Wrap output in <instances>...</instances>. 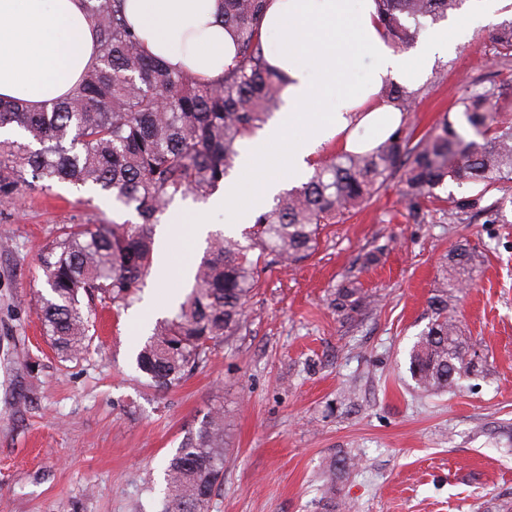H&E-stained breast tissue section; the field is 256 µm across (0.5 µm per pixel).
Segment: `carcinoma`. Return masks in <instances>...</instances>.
<instances>
[{
  "instance_id": "carcinoma-1",
  "label": "carcinoma",
  "mask_w": 512,
  "mask_h": 512,
  "mask_svg": "<svg viewBox=\"0 0 512 512\" xmlns=\"http://www.w3.org/2000/svg\"><path fill=\"white\" fill-rule=\"evenodd\" d=\"M125 0H84L98 33L100 55L69 96L39 110L20 100H0V129L17 128L39 148L0 141V204L11 203L32 180L51 187L91 186L133 210L138 224L70 225L41 255L49 293L38 310L45 335L60 358L83 355L94 321L84 301L97 300L121 314L140 300L155 252V227L176 195L205 199L224 181L239 155V141L261 128L280 104L283 75L269 69L259 29L267 0H224V26L237 56L224 75L209 81L173 72L141 50L124 14ZM387 37L413 46L426 19L435 23L464 0H376ZM503 69L512 65V20L489 36ZM439 74L413 89L388 82L386 99L407 114L442 83ZM512 95V80L480 74L422 135L400 125L383 143L362 153H332L307 181L280 195L246 232L248 244L215 232L207 241L190 291L168 318L157 321L136 354V370L157 391L191 375L211 346L236 335L257 284L260 262L300 263L316 250L321 231L368 204L400 178L407 216L426 221L428 202L448 204V222L465 223L501 211L483 204L495 189L512 194V124L497 118L496 104ZM479 183L477 194L436 190L446 183ZM479 250L469 241L448 252L445 275L434 290L431 318L410 352L416 387H451L478 371L476 352L451 313V295L472 282ZM371 295L356 279L336 289V312L351 317L370 308ZM224 407H213L199 428L186 432L164 469L163 512H208L224 465Z\"/></svg>"
}]
</instances>
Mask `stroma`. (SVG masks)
Returning <instances> with one entry per match:
<instances>
[{"instance_id": "stroma-1", "label": "stroma", "mask_w": 512, "mask_h": 512, "mask_svg": "<svg viewBox=\"0 0 512 512\" xmlns=\"http://www.w3.org/2000/svg\"><path fill=\"white\" fill-rule=\"evenodd\" d=\"M488 28L437 58L442 85L405 119L424 133L473 77L496 71ZM392 180L363 208L327 225L317 250L292 267L258 266L238 335L165 392L137 378L135 355L190 288L205 246L181 224L161 250L174 276H149V303L97 309L89 350L66 361L37 311L40 255L64 224L137 222L111 197L56 184L22 187L0 205V512H160L165 461L214 405L226 414L223 478L208 512H334L320 489L337 457L349 512H503L512 506V206L506 223L406 217ZM480 251L455 314L483 372L421 392L409 353L426 328L428 298L449 250ZM375 250L379 262L360 269ZM358 276L378 306L350 322L331 304Z\"/></svg>"}]
</instances>
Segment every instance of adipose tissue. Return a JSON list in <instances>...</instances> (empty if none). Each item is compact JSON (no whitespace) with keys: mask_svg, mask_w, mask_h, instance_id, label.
<instances>
[{"mask_svg":"<svg viewBox=\"0 0 512 512\" xmlns=\"http://www.w3.org/2000/svg\"><path fill=\"white\" fill-rule=\"evenodd\" d=\"M498 2L472 0L452 29L487 25ZM124 8L145 51L171 70L213 80L235 59L223 0H126ZM449 30L422 36L414 50L402 52L384 35L375 0H268L261 31L276 33L278 44L267 61L287 81L280 111L247 138L238 176L218 201L231 223H249L284 184H300L324 148L358 152L383 142L402 121L379 96L383 81L424 79L435 56L447 53ZM361 48L370 72L357 85ZM99 53L83 0H0V98L38 108L67 96ZM338 95L340 108L319 111Z\"/></svg>","mask_w":512,"mask_h":512,"instance_id":"obj_1","label":"adipose tissue"}]
</instances>
